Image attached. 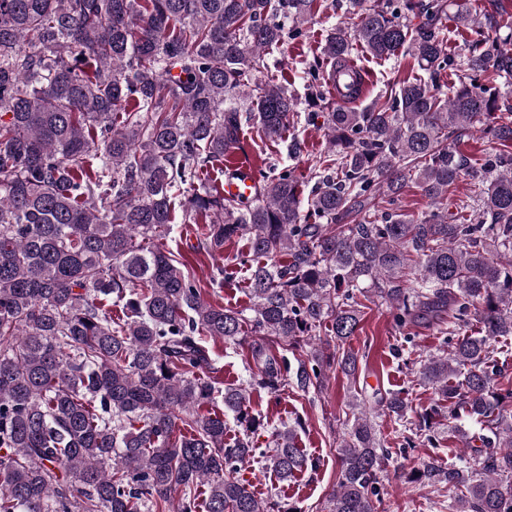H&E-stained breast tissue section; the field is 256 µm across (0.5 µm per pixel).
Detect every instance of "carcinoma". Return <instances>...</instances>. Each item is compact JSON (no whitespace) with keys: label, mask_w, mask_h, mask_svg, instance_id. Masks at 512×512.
<instances>
[{"label":"carcinoma","mask_w":512,"mask_h":512,"mask_svg":"<svg viewBox=\"0 0 512 512\" xmlns=\"http://www.w3.org/2000/svg\"><path fill=\"white\" fill-rule=\"evenodd\" d=\"M349 4L354 27L337 22L304 71L327 147L307 203L290 169L259 172L247 202L194 183L241 148L254 109L260 140L283 141L298 99L255 73L317 0H0V512H198L201 495L205 512H298L239 476L264 427L249 390L288 386V357L260 344L250 381L224 386L240 427L228 442L201 335L270 337L297 362L296 385L320 390L317 333L330 323L336 366L357 381L345 346L372 298L401 327L425 320L455 337L419 377L448 420L479 425L454 432L482 474L465 454L411 481L448 485L456 512H512V380L490 351L512 336V100L498 84L512 80V11L508 0H485L480 15L457 0ZM450 11L474 34L456 55ZM355 45L376 59L405 53L430 79L340 107L324 87L334 76L342 96L358 95L360 77L342 75ZM478 131L500 150L474 160L460 145ZM464 177L473 220L454 199ZM410 183L434 209H392ZM179 194L183 223L205 225V250L248 237L237 260L251 271L252 315L206 302L172 252L142 245L172 223ZM471 316L479 335L458 336ZM372 399L346 419L326 512H376L386 455L372 413L402 420L412 407L397 393ZM414 417L405 445L433 443L439 405ZM302 429L298 419L271 434L281 482L315 466Z\"/></svg>","instance_id":"obj_1"}]
</instances>
